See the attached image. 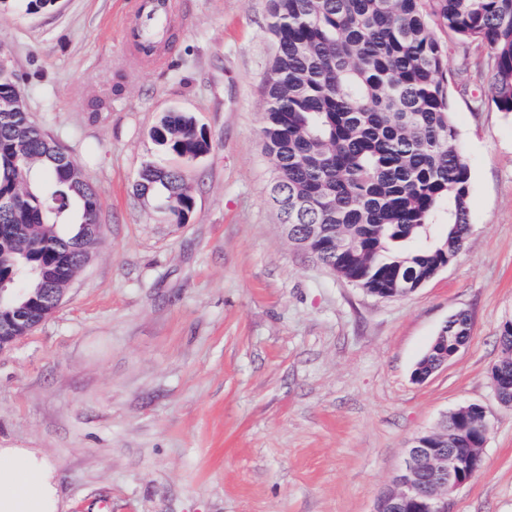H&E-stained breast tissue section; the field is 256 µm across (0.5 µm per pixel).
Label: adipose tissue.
Returning <instances> with one entry per match:
<instances>
[{"label":"adipose tissue","mask_w":512,"mask_h":512,"mask_svg":"<svg viewBox=\"0 0 512 512\" xmlns=\"http://www.w3.org/2000/svg\"><path fill=\"white\" fill-rule=\"evenodd\" d=\"M0 512H60L58 474L23 448H0Z\"/></svg>","instance_id":"ef3b65f1"}]
</instances>
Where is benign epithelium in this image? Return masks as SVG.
Here are the masks:
<instances>
[{"instance_id": "1", "label": "benign epithelium", "mask_w": 512, "mask_h": 512, "mask_svg": "<svg viewBox=\"0 0 512 512\" xmlns=\"http://www.w3.org/2000/svg\"><path fill=\"white\" fill-rule=\"evenodd\" d=\"M45 320L43 313L23 307L15 318L0 321V352L12 348L22 337ZM429 435L414 438L387 491L381 495L373 512H448V493L469 483L481 472L485 449L471 448L463 453H446L440 448L426 447ZM430 470L437 475L433 486L425 491L418 475Z\"/></svg>"}]
</instances>
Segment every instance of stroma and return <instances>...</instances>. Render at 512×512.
I'll return each instance as SVG.
<instances>
[{
	"label": "stroma",
	"mask_w": 512,
	"mask_h": 512,
	"mask_svg": "<svg viewBox=\"0 0 512 512\" xmlns=\"http://www.w3.org/2000/svg\"><path fill=\"white\" fill-rule=\"evenodd\" d=\"M177 2L189 23L157 67L127 55L136 0L0 6L30 115L96 188L102 228L58 308L0 353V447L47 458L62 512H371L411 440L478 403L485 467L448 512H512V407L491 380L512 319V114L487 87L458 96L471 232L420 288L372 296L293 249L266 201L268 0ZM172 108L213 144L184 168L185 224L133 191L144 162L172 163L150 138ZM459 311L468 343L415 381Z\"/></svg>",
	"instance_id": "35a3bbf8"
}]
</instances>
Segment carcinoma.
Returning a JSON list of instances; mask_svg holds the SVG:
<instances>
[{"label": "carcinoma", "mask_w": 512, "mask_h": 512, "mask_svg": "<svg viewBox=\"0 0 512 512\" xmlns=\"http://www.w3.org/2000/svg\"><path fill=\"white\" fill-rule=\"evenodd\" d=\"M28 14L55 0H0ZM276 54L265 83L260 141L269 199L288 206V240L331 273L379 298L402 295L458 255L470 231V166L453 122L448 42L463 61L487 49L475 79L512 113V0H269ZM21 92L0 70V100ZM159 149L185 164L211 150L180 111L154 127ZM183 223L193 197L180 170L145 163L134 184ZM96 189L28 112L0 109V317L37 288H59L93 254ZM469 316L441 327L414 374L429 376L468 340ZM494 381L512 398V320L499 328ZM486 422L471 407L448 416L436 447L479 448Z\"/></svg>", "instance_id": "carcinoma-1"}]
</instances>
